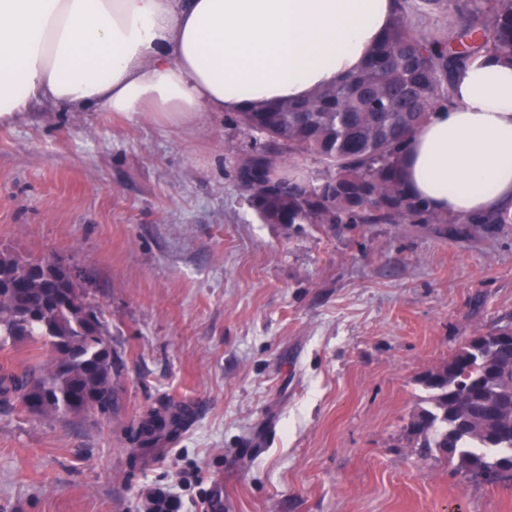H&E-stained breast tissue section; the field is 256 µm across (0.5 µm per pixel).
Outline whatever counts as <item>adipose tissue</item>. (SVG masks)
<instances>
[{"label": "adipose tissue", "mask_w": 512, "mask_h": 512, "mask_svg": "<svg viewBox=\"0 0 512 512\" xmlns=\"http://www.w3.org/2000/svg\"><path fill=\"white\" fill-rule=\"evenodd\" d=\"M397 0H0V125L35 105L149 115L305 101L361 70ZM408 140L406 190L461 217L512 203V61L460 71Z\"/></svg>", "instance_id": "1"}]
</instances>
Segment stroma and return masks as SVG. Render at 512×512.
I'll return each instance as SVG.
<instances>
[{
  "label": "stroma",
  "mask_w": 512,
  "mask_h": 512,
  "mask_svg": "<svg viewBox=\"0 0 512 512\" xmlns=\"http://www.w3.org/2000/svg\"><path fill=\"white\" fill-rule=\"evenodd\" d=\"M254 133L41 104L0 127V248L72 270L105 316L112 413L0 403V512H512L423 456L422 375L512 323V224L288 234L234 168ZM189 424L144 455L131 421Z\"/></svg>",
  "instance_id": "stroma-1"
}]
</instances>
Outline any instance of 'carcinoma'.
I'll list each match as a JSON object with an SVG mask.
<instances>
[{
  "label": "carcinoma",
  "instance_id": "cac0c4a2",
  "mask_svg": "<svg viewBox=\"0 0 512 512\" xmlns=\"http://www.w3.org/2000/svg\"><path fill=\"white\" fill-rule=\"evenodd\" d=\"M433 14L457 17L448 36L420 37L399 14L358 73L303 102L256 106L235 122L257 133L260 146L242 151L237 181L265 224L285 228L329 224H462L467 232L512 224V207L460 218L436 213L401 183L400 155L433 109L452 102L455 74L486 56L512 59V0H419ZM303 152L321 165L312 177L282 167ZM107 323L77 278L49 260H25L0 250V340L29 338L53 355L48 369L30 362L0 373V399L27 412L79 415L112 412V345ZM512 324L472 337L448 362L422 379L430 407L411 423L422 453L448 459L473 476L512 483ZM182 406L166 404L133 420L128 439L146 450L174 439Z\"/></svg>",
  "mask_w": 512,
  "mask_h": 512
}]
</instances>
